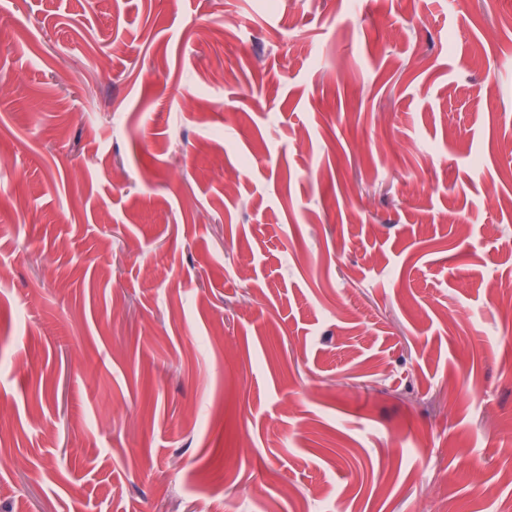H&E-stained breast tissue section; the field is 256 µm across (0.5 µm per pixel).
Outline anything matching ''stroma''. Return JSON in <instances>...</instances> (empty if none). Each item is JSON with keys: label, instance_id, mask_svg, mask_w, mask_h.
Returning a JSON list of instances; mask_svg holds the SVG:
<instances>
[{"label": "stroma", "instance_id": "1", "mask_svg": "<svg viewBox=\"0 0 512 512\" xmlns=\"http://www.w3.org/2000/svg\"><path fill=\"white\" fill-rule=\"evenodd\" d=\"M512 0H0V512H512Z\"/></svg>", "mask_w": 512, "mask_h": 512}]
</instances>
